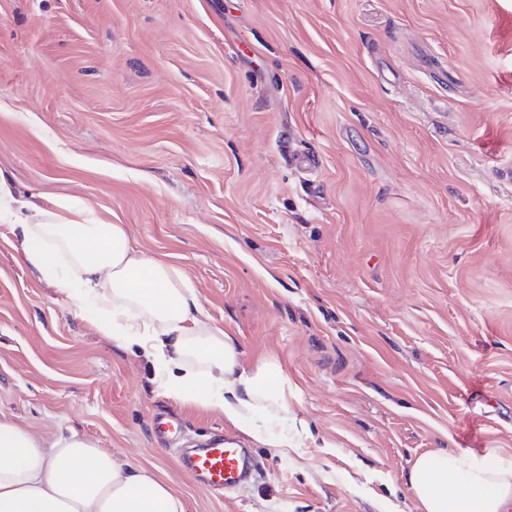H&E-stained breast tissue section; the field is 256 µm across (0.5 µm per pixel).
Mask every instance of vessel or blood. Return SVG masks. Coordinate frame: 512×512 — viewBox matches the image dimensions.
I'll use <instances>...</instances> for the list:
<instances>
[{"label":"vessel or blood","instance_id":"vessel-or-blood-1","mask_svg":"<svg viewBox=\"0 0 512 512\" xmlns=\"http://www.w3.org/2000/svg\"><path fill=\"white\" fill-rule=\"evenodd\" d=\"M180 428L176 417L160 413L153 418V432L164 444H172ZM181 466L189 470L198 485L210 493H226L248 484L255 474V463L245 448L227 438L207 445L177 451Z\"/></svg>","mask_w":512,"mask_h":512}]
</instances>
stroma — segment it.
<instances>
[{"label": "stroma", "mask_w": 512, "mask_h": 512, "mask_svg": "<svg viewBox=\"0 0 512 512\" xmlns=\"http://www.w3.org/2000/svg\"><path fill=\"white\" fill-rule=\"evenodd\" d=\"M512 0H0V172L190 280L312 439L197 486L164 393L0 219V418L77 435L186 512H414L437 448L512 457ZM179 428L178 419L171 414L159 413L153 417V433L168 447L173 446L172 442Z\"/></svg>", "instance_id": "obj_1"}]
</instances>
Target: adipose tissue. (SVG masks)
I'll return each mask as SVG.
<instances>
[{"label": "adipose tissue", "mask_w": 512, "mask_h": 512, "mask_svg": "<svg viewBox=\"0 0 512 512\" xmlns=\"http://www.w3.org/2000/svg\"><path fill=\"white\" fill-rule=\"evenodd\" d=\"M0 216L19 229L29 266L58 282L71 307L120 347L157 367L173 398L223 415L256 444L311 438L288 415L292 389L277 359L244 364L236 339L214 326L184 272L137 250L125 225L77 212L35 209L0 175ZM417 512H512V458L438 448L413 461ZM0 512H185L171 487L116 460L89 439L46 441L0 420Z\"/></svg>", "instance_id": "adipose-tissue-1"}]
</instances>
